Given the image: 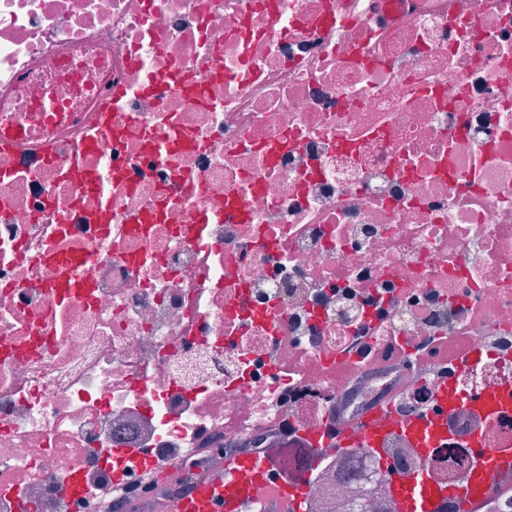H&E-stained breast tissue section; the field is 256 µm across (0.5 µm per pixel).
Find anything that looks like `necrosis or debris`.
Wrapping results in <instances>:
<instances>
[{"label":"necrosis or debris","instance_id":"necrosis-or-debris-1","mask_svg":"<svg viewBox=\"0 0 512 512\" xmlns=\"http://www.w3.org/2000/svg\"><path fill=\"white\" fill-rule=\"evenodd\" d=\"M53 100L57 111L37 106ZM0 512H391L306 431L447 381L459 481L512 447V0H0ZM365 336V347H352ZM484 357L434 368L424 344ZM158 467L143 475L140 449ZM223 490L201 484L174 503V512H223Z\"/></svg>","mask_w":512,"mask_h":512}]
</instances>
